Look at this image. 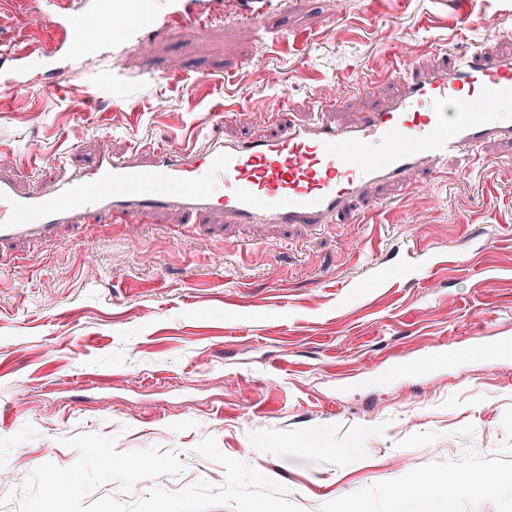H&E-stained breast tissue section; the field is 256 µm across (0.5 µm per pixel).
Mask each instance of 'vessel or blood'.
Returning <instances> with one entry per match:
<instances>
[{
    "instance_id": "vessel-or-blood-1",
    "label": "vessel or blood",
    "mask_w": 512,
    "mask_h": 512,
    "mask_svg": "<svg viewBox=\"0 0 512 512\" xmlns=\"http://www.w3.org/2000/svg\"><path fill=\"white\" fill-rule=\"evenodd\" d=\"M27 30L49 48L0 38V97L28 87L33 71L62 87L60 65L101 47L120 51L142 36L141 14L157 33L204 36L224 0H23ZM402 92L351 124L291 122L260 138L213 136L205 146L138 143L130 157L103 151L87 167L63 165L50 187L21 191L22 167L0 154V249L58 241L91 220L117 214L184 218L220 211L237 224L350 222L371 191L410 176L466 167L477 152L512 142L503 108L512 102V57L454 53L424 71L394 69Z\"/></svg>"
}]
</instances>
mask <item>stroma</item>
<instances>
[{
    "label": "stroma",
    "instance_id": "obj_1",
    "mask_svg": "<svg viewBox=\"0 0 512 512\" xmlns=\"http://www.w3.org/2000/svg\"><path fill=\"white\" fill-rule=\"evenodd\" d=\"M141 23L122 55L72 61L69 91L36 71L0 104V153L36 166L22 189L51 184L60 155L177 145L211 112L227 139L313 118L328 96L326 119L356 122L397 92L385 73L403 54L423 70L467 48L512 54V0H283L258 20L227 0L201 38ZM283 30L308 40L265 37ZM370 199L364 221L315 230L107 219L0 264V495L74 464L62 440L83 433L176 454L182 472L154 483L166 491L219 487L223 467L197 450L212 436L302 512H397L396 486L427 476L466 480L452 512H512V359L395 367L512 342V143ZM488 478L496 492L474 491ZM154 484L93 496L129 503Z\"/></svg>",
    "mask_w": 512,
    "mask_h": 512
}]
</instances>
